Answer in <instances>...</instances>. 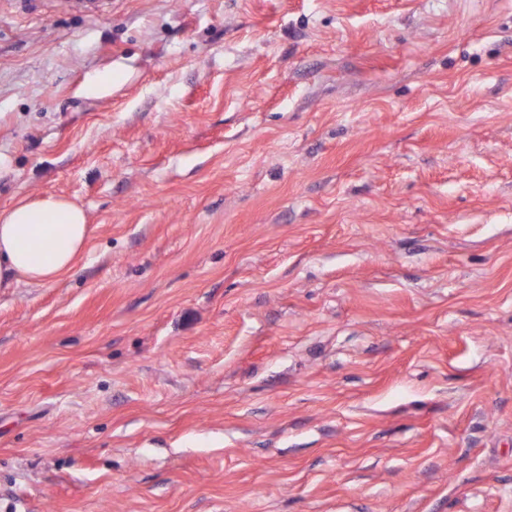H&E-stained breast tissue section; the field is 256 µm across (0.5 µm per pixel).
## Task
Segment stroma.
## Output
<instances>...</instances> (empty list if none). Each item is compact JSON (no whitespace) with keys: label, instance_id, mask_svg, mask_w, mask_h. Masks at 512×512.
I'll list each match as a JSON object with an SVG mask.
<instances>
[{"label":"stroma","instance_id":"35a3bbf8","mask_svg":"<svg viewBox=\"0 0 512 512\" xmlns=\"http://www.w3.org/2000/svg\"><path fill=\"white\" fill-rule=\"evenodd\" d=\"M0 151V512H512V0H0ZM112 71L90 73L84 83L83 90L90 96H105L111 93ZM87 240L85 212L74 203L50 193L21 199L0 212V288L66 276Z\"/></svg>","mask_w":512,"mask_h":512}]
</instances>
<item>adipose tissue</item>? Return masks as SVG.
<instances>
[{"label":"adipose tissue","instance_id":"1","mask_svg":"<svg viewBox=\"0 0 512 512\" xmlns=\"http://www.w3.org/2000/svg\"><path fill=\"white\" fill-rule=\"evenodd\" d=\"M82 208L46 193L0 212V288L45 284L69 274L86 249Z\"/></svg>","mask_w":512,"mask_h":512}]
</instances>
